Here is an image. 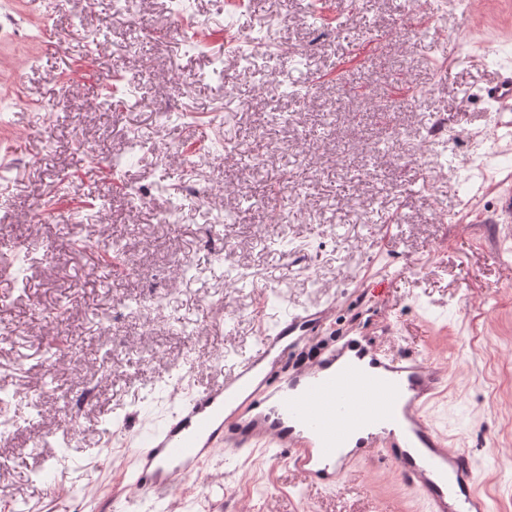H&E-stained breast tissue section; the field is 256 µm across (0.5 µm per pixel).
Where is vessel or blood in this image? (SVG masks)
Returning <instances> with one entry per match:
<instances>
[{
    "instance_id": "obj_1",
    "label": "vessel or blood",
    "mask_w": 512,
    "mask_h": 512,
    "mask_svg": "<svg viewBox=\"0 0 512 512\" xmlns=\"http://www.w3.org/2000/svg\"><path fill=\"white\" fill-rule=\"evenodd\" d=\"M512 112V78L485 91ZM326 308L280 315L254 357L221 382L180 400L139 441L132 495L173 499L216 450L248 459L263 452L304 483L333 488L356 465L381 458L419 494L426 512H498L479 493L470 452L452 448L429 416L445 391L443 370L405 352L350 337L302 363L293 349L320 335Z\"/></svg>"
}]
</instances>
